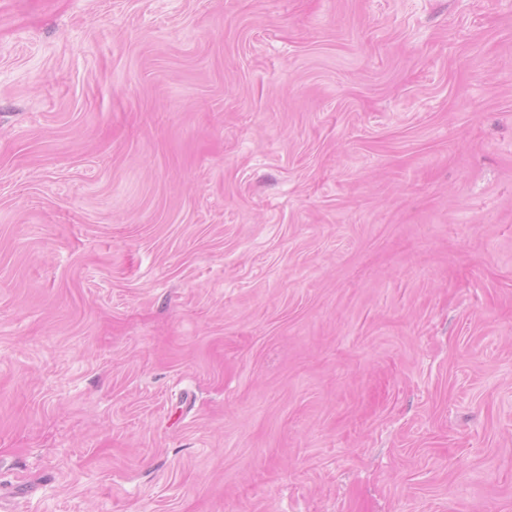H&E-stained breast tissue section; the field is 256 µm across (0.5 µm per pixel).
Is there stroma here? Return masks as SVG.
I'll return each instance as SVG.
<instances>
[{
	"mask_svg": "<svg viewBox=\"0 0 512 512\" xmlns=\"http://www.w3.org/2000/svg\"><path fill=\"white\" fill-rule=\"evenodd\" d=\"M0 512H512V0H0Z\"/></svg>",
	"mask_w": 512,
	"mask_h": 512,
	"instance_id": "stroma-1",
	"label": "stroma"
}]
</instances>
